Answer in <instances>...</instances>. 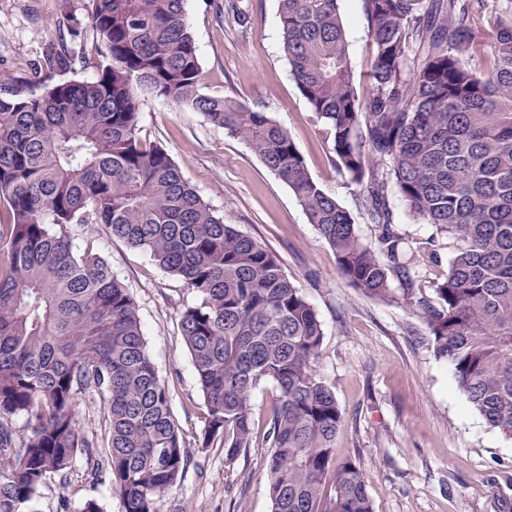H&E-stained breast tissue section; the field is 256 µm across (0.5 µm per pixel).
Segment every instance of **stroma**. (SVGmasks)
<instances>
[{"label":"stroma","instance_id":"stroma-1","mask_svg":"<svg viewBox=\"0 0 512 512\" xmlns=\"http://www.w3.org/2000/svg\"><path fill=\"white\" fill-rule=\"evenodd\" d=\"M248 18L238 26L227 4ZM199 48L203 90L237 98L286 128L313 179L347 209L359 235L373 240L359 207L358 186L334 168L329 147L292 80L283 52L277 0H187ZM349 61L366 86L372 53L362 0H342ZM89 0H0V74L38 69L55 43L56 17L69 15L85 44H93ZM141 134L161 143L184 176L225 223L272 249L314 305L324 332L317 373L344 414L336 453L365 473L375 512H512V437L491 429L458 389L450 365L439 359L412 309L368 299L338 270L334 251L309 224L286 184L239 139L196 112L153 99L141 107ZM395 222L420 262L424 286L448 271L452 239L413 220L392 198ZM76 238L96 240L137 304L149 349L165 380L172 413L190 445L182 482L157 503V512H270V450L256 443L231 467L224 450L197 448L202 397L179 332L184 283L141 250L92 224ZM96 497L119 512L107 484L87 479L76 465L66 484L50 483L38 512H77Z\"/></svg>","mask_w":512,"mask_h":512}]
</instances>
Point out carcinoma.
<instances>
[{
    "instance_id": "obj_1",
    "label": "carcinoma",
    "mask_w": 512,
    "mask_h": 512,
    "mask_svg": "<svg viewBox=\"0 0 512 512\" xmlns=\"http://www.w3.org/2000/svg\"><path fill=\"white\" fill-rule=\"evenodd\" d=\"M277 2L291 76L336 170L360 188L370 244L285 128L203 92L186 0H90L94 50L67 48L78 32L61 16L60 48L39 73L0 82V512H33L79 459L101 480V458L121 512H157L190 462L133 297L94 241L74 243L72 228L88 224L145 251L195 297L179 327L204 399L198 447L221 440L230 467L257 438L269 443L271 512H374L360 466L336 458L344 415L316 373L314 306L269 248L224 223L169 151L141 136L148 98L242 140L292 190L341 275L416 310L468 402L512 434V7L362 0L372 47L362 96L340 0ZM479 12L494 31L487 72L469 54ZM93 53L94 78L57 79ZM393 195L455 241L431 300ZM268 383L276 394L259 421L252 395ZM87 401L100 402V433L80 420Z\"/></svg>"
}]
</instances>
